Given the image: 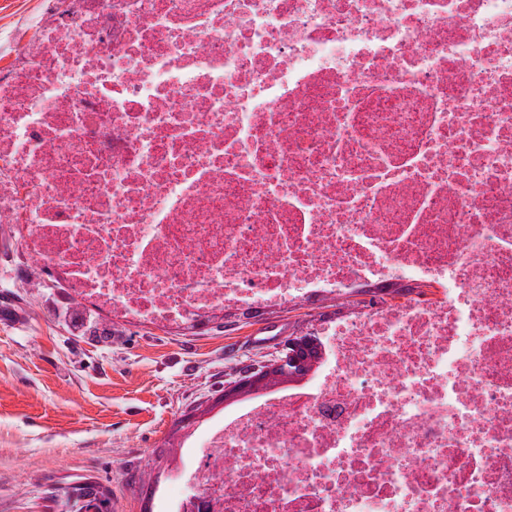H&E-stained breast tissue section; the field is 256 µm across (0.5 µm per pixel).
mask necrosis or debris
Segmentation results:
<instances>
[{
	"instance_id": "obj_1",
	"label": "necrosis or debris",
	"mask_w": 512,
	"mask_h": 512,
	"mask_svg": "<svg viewBox=\"0 0 512 512\" xmlns=\"http://www.w3.org/2000/svg\"><path fill=\"white\" fill-rule=\"evenodd\" d=\"M0 223L107 322L373 294L189 435L164 512H512V0H40Z\"/></svg>"
}]
</instances>
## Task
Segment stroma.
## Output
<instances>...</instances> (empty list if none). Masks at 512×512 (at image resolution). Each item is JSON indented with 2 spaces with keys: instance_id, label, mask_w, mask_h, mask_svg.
I'll list each match as a JSON object with an SVG mask.
<instances>
[{
  "instance_id": "obj_1",
  "label": "stroma",
  "mask_w": 512,
  "mask_h": 512,
  "mask_svg": "<svg viewBox=\"0 0 512 512\" xmlns=\"http://www.w3.org/2000/svg\"><path fill=\"white\" fill-rule=\"evenodd\" d=\"M39 0H0V66L29 37ZM0 247L15 274L0 281V512H157L182 421L224 405V385L283 341L342 315L335 300L258 306L201 327L159 332L116 325L111 340L74 333L47 302L42 269L19 252L13 225Z\"/></svg>"
}]
</instances>
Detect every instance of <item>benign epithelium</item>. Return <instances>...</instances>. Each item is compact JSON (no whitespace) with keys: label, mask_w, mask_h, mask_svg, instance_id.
<instances>
[{"label":"benign epithelium","mask_w":512,"mask_h":512,"mask_svg":"<svg viewBox=\"0 0 512 512\" xmlns=\"http://www.w3.org/2000/svg\"><path fill=\"white\" fill-rule=\"evenodd\" d=\"M316 344L317 340L310 337L289 338L256 370L231 382L225 399L234 403L274 386L295 384L310 376L318 367V357L313 352Z\"/></svg>","instance_id":"obj_1"}]
</instances>
